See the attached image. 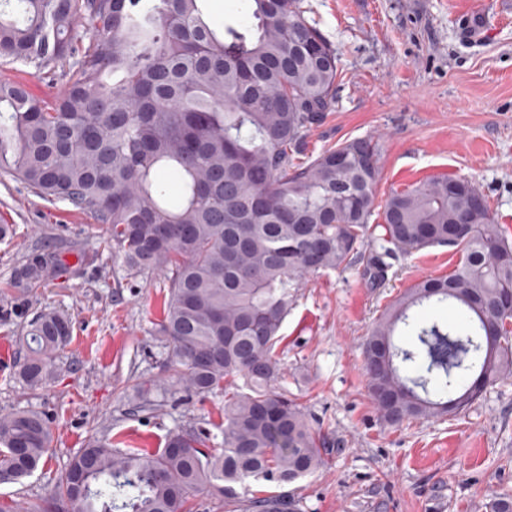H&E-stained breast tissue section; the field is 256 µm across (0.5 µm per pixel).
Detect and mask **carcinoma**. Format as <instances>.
Wrapping results in <instances>:
<instances>
[{
  "mask_svg": "<svg viewBox=\"0 0 512 512\" xmlns=\"http://www.w3.org/2000/svg\"><path fill=\"white\" fill-rule=\"evenodd\" d=\"M205 0H14L0 9V58L37 69L68 65L62 95L35 97L0 82V170L36 194L109 227L127 274L160 271L169 296L157 335L179 368L174 385H136L132 410L154 396L224 391L220 447L192 427L161 449H117L91 436L47 497L26 512H191L207 489L238 512H297L281 488L324 463L313 418L276 391V350L296 289L309 275L357 262L383 276L386 254L448 246L459 261L386 308L363 343L369 392L389 424L453 417L512 378V331L488 342L485 326L512 321V242L483 193L442 176L391 193L370 224L381 177L371 138L347 140L295 163L306 133L336 104L340 59L300 0H250L252 37L213 27ZM91 36H86L84 27ZM345 162L336 165V155ZM178 177L169 199L159 177ZM62 260L38 255V284ZM451 301L458 320L424 321L415 309ZM414 338L395 344L399 326ZM69 318L38 314L26 330L20 376L38 389L71 341ZM243 383H237V380ZM50 428L33 411L0 414V484L31 475Z\"/></svg>",
  "mask_w": 512,
  "mask_h": 512,
  "instance_id": "cac0c4a2",
  "label": "carcinoma"
}]
</instances>
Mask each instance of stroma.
I'll use <instances>...</instances> for the list:
<instances>
[{
  "instance_id": "35a3bbf8",
  "label": "stroma",
  "mask_w": 512,
  "mask_h": 512,
  "mask_svg": "<svg viewBox=\"0 0 512 512\" xmlns=\"http://www.w3.org/2000/svg\"><path fill=\"white\" fill-rule=\"evenodd\" d=\"M303 8L336 49L342 77L334 110L309 130L298 162L374 138L382 148L377 205L435 177L465 178L512 241V0H303ZM481 12L491 34L465 40L463 25ZM1 80L50 99L68 75L0 60ZM0 224L13 230L0 239V413H41L52 431L44 467L0 484V501H40L93 434L157 449L191 425L221 442L223 393L163 406L157 418L129 411L134 384L177 378L154 335L168 296L163 274L127 275L107 225L1 171ZM47 251L63 268L26 289L24 265ZM456 261L435 246L392 258L379 283L353 267L311 276L297 291L275 387L332 441L324 464L289 487L300 512H486L490 499L512 495V379L488 387L463 415L395 425L380 420L368 392L364 337L407 288L447 275ZM50 310L71 318L72 339L55 360L57 377L33 391L18 374L23 336Z\"/></svg>"
}]
</instances>
